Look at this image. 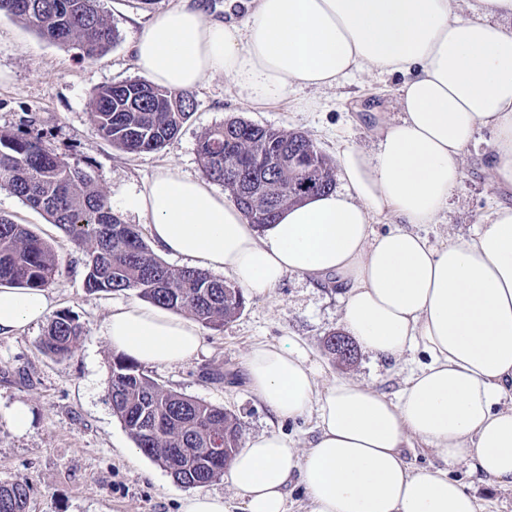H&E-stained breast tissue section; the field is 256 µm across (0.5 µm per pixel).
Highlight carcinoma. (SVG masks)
<instances>
[{"mask_svg": "<svg viewBox=\"0 0 512 512\" xmlns=\"http://www.w3.org/2000/svg\"><path fill=\"white\" fill-rule=\"evenodd\" d=\"M32 27L61 49L78 50L82 61L106 55L116 42L97 0H0V15ZM196 107L192 91H172L145 80L99 88L91 101L95 133L129 153L165 148ZM198 156L207 178L224 184L251 224L276 222L285 206L331 191L335 173L309 137L245 120H230L199 139ZM42 213L85 255V285L92 292L132 291L165 309L185 313L216 331L240 313L243 291L221 278L161 261L142 234L125 227L104 190L81 167L39 139L0 130V187ZM60 273L51 244L23 224L0 215V285L45 289ZM83 326L70 314L53 318L41 352L64 358L76 349ZM345 353L336 333L326 352L355 359L353 340ZM112 408L137 448L159 462L182 485L203 487L224 472L241 448L238 426L224 409L160 386L141 364L114 354L108 389ZM224 438V455L209 451L213 435ZM29 487L0 484V512H28Z\"/></svg>", "mask_w": 512, "mask_h": 512, "instance_id": "obj_1", "label": "carcinoma"}]
</instances>
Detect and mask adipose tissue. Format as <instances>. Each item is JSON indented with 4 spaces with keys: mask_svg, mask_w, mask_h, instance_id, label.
Segmentation results:
<instances>
[{
    "mask_svg": "<svg viewBox=\"0 0 512 512\" xmlns=\"http://www.w3.org/2000/svg\"><path fill=\"white\" fill-rule=\"evenodd\" d=\"M510 16L512 0H478L469 16L458 0H249L245 18L227 22L185 0L134 44L154 84L193 90L222 74L254 108L337 88L355 71L401 80V114L383 123L376 150L337 143L344 190L284 207L265 235L171 164L129 201L161 252L229 273L260 297L289 273L334 282L341 323L365 352L422 356L394 400L348 376L319 388L294 339L252 347V391L276 417L315 412L317 434L302 451L275 432L248 439L226 475L244 512H286L296 480L310 512H479L470 485L448 474L460 462L512 488V206L438 246L418 230L437 223L478 130H493L489 162L512 183ZM381 217L395 227L374 232ZM52 306L48 290L0 288V336ZM103 334L148 366L187 362L203 343L196 321L133 302L112 309ZM412 439L443 468H413L403 452Z\"/></svg>",
    "mask_w": 512,
    "mask_h": 512,
    "instance_id": "adipose-tissue-1",
    "label": "adipose tissue"
}]
</instances>
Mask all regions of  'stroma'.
Returning a JSON list of instances; mask_svg holds the SVG:
<instances>
[{"label":"stroma","instance_id":"35a3bbf8","mask_svg":"<svg viewBox=\"0 0 512 512\" xmlns=\"http://www.w3.org/2000/svg\"><path fill=\"white\" fill-rule=\"evenodd\" d=\"M178 2L154 0L145 8L140 0H99L118 39L94 62L79 61L75 51L62 50L17 20L0 16V71L9 75L0 82V130L40 138L78 164L104 188L114 213L126 224L147 231V218L128 209L126 200L159 166L173 163L191 176H202L198 141L228 120L304 133L331 159L342 139L374 148L381 123L397 116L396 81L361 71L349 77L348 96L305 89L266 108L243 103L229 79L217 75L197 89L194 114L170 145L138 154L113 147L93 130L91 96L98 87L140 78L132 63L134 43L146 25ZM493 140L490 129L476 134L439 223L420 228L431 243H442L451 234L468 235L498 202L512 204V185L490 169ZM0 213L53 242L61 272L50 287L52 311L76 316L84 329L77 348L65 358L40 351L46 323L0 336V482L30 486L29 512H180L190 487L134 451L107 394L113 351L102 334L103 321L112 306L135 300V293L88 291L82 250L5 188H0ZM342 307L334 285L285 275L270 296L246 295L244 308L223 331L203 329L204 349L197 358L152 366L148 373L165 389L224 408L242 438L274 431L305 448L316 434L314 414L281 420L269 412L244 373V359L253 346L293 338L317 366L320 385L349 376L390 395L413 367L407 357L386 362L361 352L347 364L329 355L324 339L341 331ZM18 401L27 403L33 414L22 435L6 419L7 409Z\"/></svg>","mask_w":512,"mask_h":512}]
</instances>
